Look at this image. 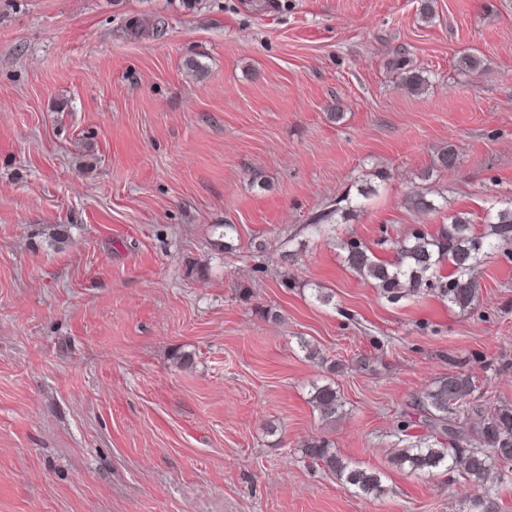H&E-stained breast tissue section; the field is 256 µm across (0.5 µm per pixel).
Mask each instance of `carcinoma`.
<instances>
[{
    "mask_svg": "<svg viewBox=\"0 0 512 512\" xmlns=\"http://www.w3.org/2000/svg\"><path fill=\"white\" fill-rule=\"evenodd\" d=\"M393 66L402 88L411 92L423 90L425 79L407 67L403 59H396ZM496 218L492 235L504 241L512 239V199L497 211ZM488 247L485 237L473 233L471 219L461 214L453 216L448 226L435 235L417 231L393 243L394 256L390 260L376 258L359 241L343 243L348 266L361 277L374 281L387 299L398 301L407 294H433L463 311L473 308L478 300L473 263ZM445 265L452 268L449 276L442 275ZM475 390L468 374L456 372L441 377L420 403L431 415L435 429L448 441L401 438L403 447L396 450L393 464L411 474H431L441 467L455 472L482 489L480 495L468 501L467 512H498L495 491L499 469L512 464V406L503 405L487 413L472 398ZM310 402L326 420L336 417L341 407V397L331 384L313 386ZM461 417L477 420L476 435L462 437L455 433ZM475 440L479 442L477 447L473 444ZM303 451L343 485L376 498L386 493L381 473L337 455L326 441L308 443Z\"/></svg>",
    "mask_w": 512,
    "mask_h": 512,
    "instance_id": "obj_1",
    "label": "carcinoma"
}]
</instances>
